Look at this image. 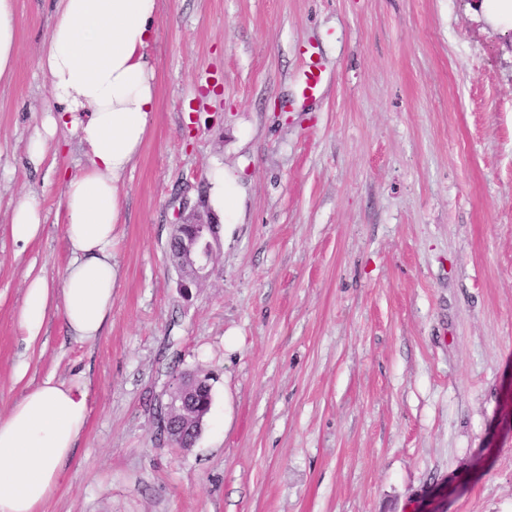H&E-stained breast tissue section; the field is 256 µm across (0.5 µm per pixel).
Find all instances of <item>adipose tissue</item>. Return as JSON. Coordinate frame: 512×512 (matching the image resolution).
<instances>
[{"instance_id": "obj_1", "label": "adipose tissue", "mask_w": 512, "mask_h": 512, "mask_svg": "<svg viewBox=\"0 0 512 512\" xmlns=\"http://www.w3.org/2000/svg\"><path fill=\"white\" fill-rule=\"evenodd\" d=\"M158 0H58L40 66L68 117L87 164L68 177L65 234L71 258L60 286L29 279L19 323L29 340L60 311L74 338L101 336L119 270L112 244L122 222L118 185L145 140L155 111ZM15 0H0V82L14 74ZM86 381L45 378L0 420V512H39L62 480L89 415Z\"/></svg>"}]
</instances>
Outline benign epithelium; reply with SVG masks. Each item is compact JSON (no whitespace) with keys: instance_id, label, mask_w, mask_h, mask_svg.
I'll return each mask as SVG.
<instances>
[{"instance_id":"benign-epithelium-1","label":"benign epithelium","mask_w":512,"mask_h":512,"mask_svg":"<svg viewBox=\"0 0 512 512\" xmlns=\"http://www.w3.org/2000/svg\"><path fill=\"white\" fill-rule=\"evenodd\" d=\"M219 244L218 225L213 223L205 201L190 207L182 204L173 224V234L169 243L172 264L179 276V286L188 290L205 282L214 272V255ZM211 394L207 379L185 374L176 379L169 400L165 404L166 413L160 418L161 427L173 445L180 444L185 435L184 421L193 418L189 406L198 396Z\"/></svg>"}]
</instances>
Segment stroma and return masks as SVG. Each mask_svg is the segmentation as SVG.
I'll use <instances>...</instances> for the list:
<instances>
[{
    "instance_id": "obj_1",
    "label": "stroma",
    "mask_w": 512,
    "mask_h": 512,
    "mask_svg": "<svg viewBox=\"0 0 512 512\" xmlns=\"http://www.w3.org/2000/svg\"><path fill=\"white\" fill-rule=\"evenodd\" d=\"M475 0H159L156 111L119 183L103 336L18 323L28 273L69 261L58 130L39 66L56 0H16L0 84V419L47 376L90 414L41 512H512V29ZM322 83L303 94L308 58ZM238 178L215 272L179 289L174 213ZM43 231L25 252L16 203ZM23 379H16L18 368ZM209 377L192 447L158 425ZM56 129V118L48 116L43 124V132H37L30 142L29 155L34 163H40L45 158L48 139L54 136ZM43 224L39 204L33 198H25L14 207L11 219V235L13 240L23 246L36 239ZM203 394L211 398V386L206 378L185 374L176 379L174 388L169 393V400L164 406L166 413L160 418L161 427L171 444L180 446V441L185 435L184 422L174 420L177 415H181L185 420H193L198 427L200 426L201 419L193 418L194 414L189 412V406Z\"/></svg>"
}]
</instances>
